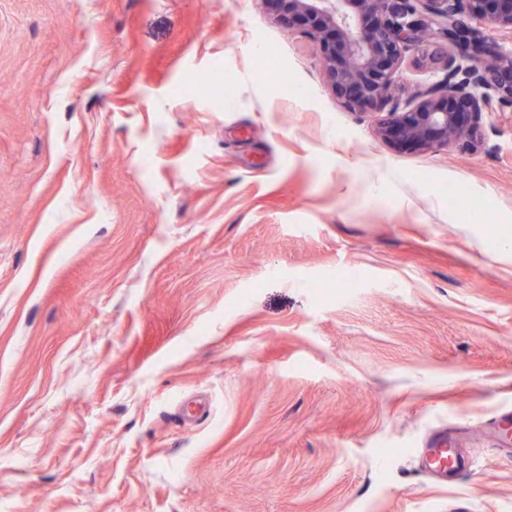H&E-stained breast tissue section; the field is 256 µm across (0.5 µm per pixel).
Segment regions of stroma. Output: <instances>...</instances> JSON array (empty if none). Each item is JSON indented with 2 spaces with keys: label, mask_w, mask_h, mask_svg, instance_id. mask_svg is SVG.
Here are the masks:
<instances>
[{
  "label": "stroma",
  "mask_w": 512,
  "mask_h": 512,
  "mask_svg": "<svg viewBox=\"0 0 512 512\" xmlns=\"http://www.w3.org/2000/svg\"><path fill=\"white\" fill-rule=\"evenodd\" d=\"M378 119L259 0H0V512H512V106ZM447 458L453 463L450 469L440 466V461ZM425 464L430 472L451 476L466 467L468 461L460 451V448H457V441L453 432L448 430V432L444 431L434 438L430 447L426 448Z\"/></svg>",
  "instance_id": "stroma-1"
}]
</instances>
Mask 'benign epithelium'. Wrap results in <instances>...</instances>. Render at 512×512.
Wrapping results in <instances>:
<instances>
[{
    "instance_id": "1",
    "label": "benign epithelium",
    "mask_w": 512,
    "mask_h": 512,
    "mask_svg": "<svg viewBox=\"0 0 512 512\" xmlns=\"http://www.w3.org/2000/svg\"><path fill=\"white\" fill-rule=\"evenodd\" d=\"M288 30L322 48L327 83L338 102L359 112L381 110L376 135L397 146L438 151L471 143L479 118L497 99L512 103V56L469 25L481 18L512 30V0H260ZM431 39L454 54L438 58L444 77L417 88L410 111L391 91L405 55Z\"/></svg>"
}]
</instances>
